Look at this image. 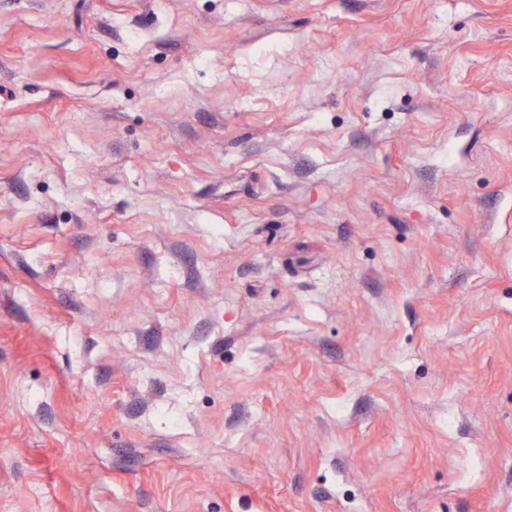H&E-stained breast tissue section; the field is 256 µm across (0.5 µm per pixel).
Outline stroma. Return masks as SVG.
<instances>
[{
  "instance_id": "35a3bbf8",
  "label": "stroma",
  "mask_w": 512,
  "mask_h": 512,
  "mask_svg": "<svg viewBox=\"0 0 512 512\" xmlns=\"http://www.w3.org/2000/svg\"><path fill=\"white\" fill-rule=\"evenodd\" d=\"M0 512H512V0H0Z\"/></svg>"
}]
</instances>
